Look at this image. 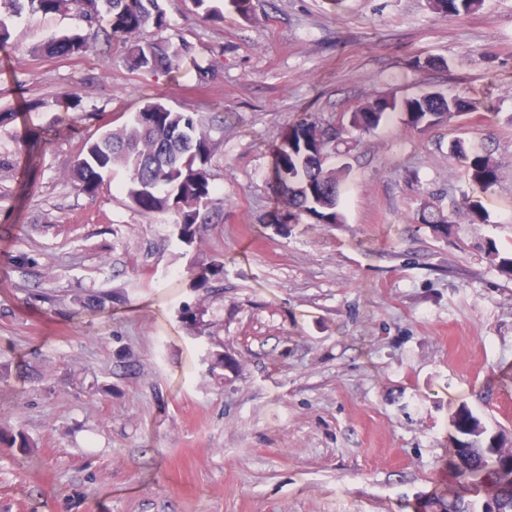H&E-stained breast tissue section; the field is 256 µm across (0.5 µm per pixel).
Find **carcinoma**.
<instances>
[{
	"label": "carcinoma",
	"instance_id": "carcinoma-1",
	"mask_svg": "<svg viewBox=\"0 0 512 512\" xmlns=\"http://www.w3.org/2000/svg\"><path fill=\"white\" fill-rule=\"evenodd\" d=\"M433 8L445 16H459L471 11L478 0H432ZM80 8L87 27H98L100 19L108 17L109 29L103 31L104 41L123 39L125 65L149 74L170 73L180 67L193 52L188 41L171 37L143 39L140 32L147 26L156 31L167 30L165 13L158 0H0L7 13L18 15L23 10L59 13L71 6ZM74 46L73 54H86L93 49L89 37L83 34H63L42 45L37 52L61 58L58 40ZM473 107L465 96L431 92L406 97L393 102L384 96L357 106V135L378 129L388 118L399 113L405 125L418 133L436 113L453 116ZM317 124L298 121L281 134L273 163L272 177L277 198L288 203L289 217L306 216L318 224L341 222L338 170L314 162L311 149L303 142L305 132ZM213 143L200 128L192 112L174 110L159 100L146 102L129 122L108 130L95 139L84 142L71 169L70 179L79 190L93 194L99 190L100 174L120 167L126 174L123 190L130 202L148 218L171 214L178 237L184 242L195 238L196 224L201 215V203L213 202L205 167L211 161ZM451 155L460 170L472 182L489 187L495 181L493 166L483 157L468 153L461 142L452 145ZM454 427L453 455L448 471L455 480L450 498L435 500L441 512H476L470 494L482 490L494 500L509 504L512 496L505 485L512 484V454L499 450L489 453L476 434L477 424L467 411L459 412ZM0 445L29 451L33 443L24 432L0 425Z\"/></svg>",
	"mask_w": 512,
	"mask_h": 512
}]
</instances>
